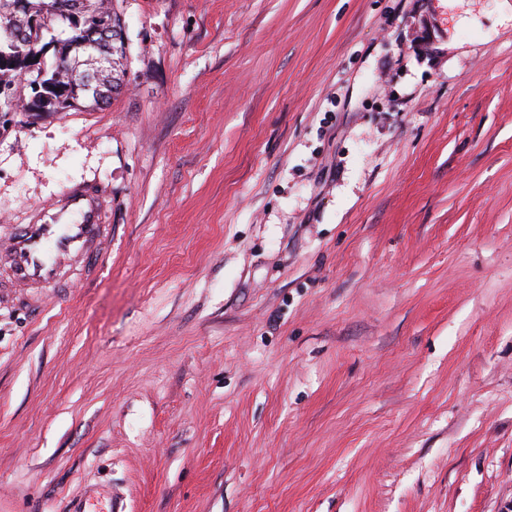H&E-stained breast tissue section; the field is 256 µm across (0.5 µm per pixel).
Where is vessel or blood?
<instances>
[{"label": "vessel or blood", "mask_w": 512, "mask_h": 512, "mask_svg": "<svg viewBox=\"0 0 512 512\" xmlns=\"http://www.w3.org/2000/svg\"><path fill=\"white\" fill-rule=\"evenodd\" d=\"M106 205L98 190L73 186L44 208L40 219L0 238V305L24 301L29 286L66 289L63 272L80 261L100 270L109 248L112 227L105 222Z\"/></svg>", "instance_id": "vessel-or-blood-1"}]
</instances>
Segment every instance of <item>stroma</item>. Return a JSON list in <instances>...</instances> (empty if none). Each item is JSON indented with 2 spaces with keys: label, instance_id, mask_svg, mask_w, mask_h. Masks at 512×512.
<instances>
[{
  "label": "stroma",
  "instance_id": "stroma-1",
  "mask_svg": "<svg viewBox=\"0 0 512 512\" xmlns=\"http://www.w3.org/2000/svg\"><path fill=\"white\" fill-rule=\"evenodd\" d=\"M125 85L0 127V231L112 250L0 306V512H512L496 0H115ZM106 205L98 190L72 186L44 208L34 224L0 238V267L7 276L0 282V305L33 302L20 291L38 288L68 289L63 270L93 259L89 274L103 267L111 224H104Z\"/></svg>",
  "mask_w": 512,
  "mask_h": 512
}]
</instances>
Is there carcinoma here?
Masks as SVG:
<instances>
[{
    "label": "carcinoma",
    "mask_w": 512,
    "mask_h": 512,
    "mask_svg": "<svg viewBox=\"0 0 512 512\" xmlns=\"http://www.w3.org/2000/svg\"><path fill=\"white\" fill-rule=\"evenodd\" d=\"M0 4V85L4 84L11 91L15 105L30 99L26 90L30 89V80L24 78L38 58L42 57L48 43L56 42L59 49L55 55V63L47 69L49 79L53 80V88L47 91L41 104L23 107V112H43L45 110H64L65 100L70 97L71 83L68 71L57 70V63H67L72 69L79 67V54L87 55L86 66L95 73L94 83L79 91L81 95L92 97L94 104L104 103L120 92L124 84L123 56L124 41L112 43V51L102 52L88 44L75 33H68L64 39L56 35V24L67 21L63 12L58 9L62 0H24L25 11L16 16L8 9L7 3ZM86 16H104L112 14L113 25L122 27L120 15L114 11L112 0H70ZM35 21L37 30L25 45L12 39V33L19 25Z\"/></svg>",
    "instance_id": "1"
}]
</instances>
